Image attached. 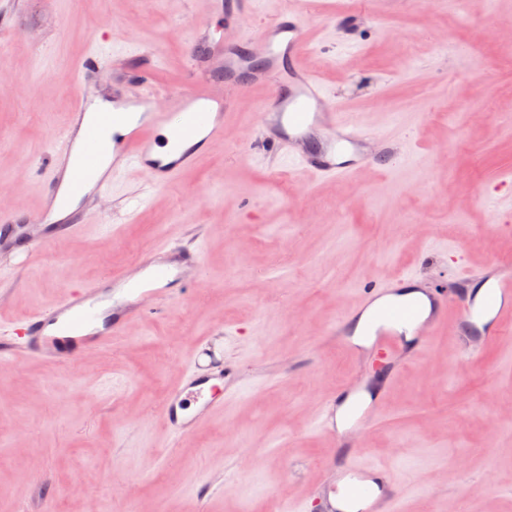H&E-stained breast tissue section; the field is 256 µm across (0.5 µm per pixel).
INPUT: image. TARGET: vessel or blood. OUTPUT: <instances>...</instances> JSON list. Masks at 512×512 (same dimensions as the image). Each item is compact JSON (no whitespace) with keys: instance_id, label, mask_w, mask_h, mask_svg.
<instances>
[{"instance_id":"b4317fda","label":"vessel or blood","mask_w":512,"mask_h":512,"mask_svg":"<svg viewBox=\"0 0 512 512\" xmlns=\"http://www.w3.org/2000/svg\"><path fill=\"white\" fill-rule=\"evenodd\" d=\"M214 2L247 30L240 38L227 39L198 29L189 44L196 75L185 91L164 93L145 71L134 77L136 94L114 96L111 108L90 111L85 86L97 78L98 56L86 57L75 80V110L56 138L43 205L36 218L22 222L1 209L0 248L15 246L22 225L43 230L42 236L26 242L27 256L45 252L61 236L82 231L95 201L120 168L147 175L159 188L177 182L203 151L223 139L234 98L256 86L268 91L256 141L294 162L298 176L307 182L351 177L396 155L394 143L376 126L337 110L318 76L302 66L308 42L307 0H281L270 21L254 26L248 23L254 0ZM201 259L197 248L157 245L142 256L138 277L118 270L101 281L68 285L57 301L28 314L14 332L21 336L27 358L75 368L90 352L127 337L152 315V303L178 297L185 285L184 269L199 267ZM485 276L484 269L469 267L458 273L455 287L427 289L435 307L434 324L456 313L461 350L470 357L512 327V268L499 270L479 305L469 286ZM396 287L391 281L365 288L358 307L381 305L367 326L375 337L374 352L412 359L421 355L428 337L418 322V304L391 301ZM408 326L415 334L411 345L401 339L402 328ZM234 372V366L224 363L208 373L189 366L165 400L168 439L193 431L223 411V400L209 396V383L224 381ZM349 394L344 387L326 398L317 418L321 429L341 440L348 432L338 425L336 408ZM338 468L345 479L340 503L329 502L328 487L317 491L327 501L325 512H396L399 489L389 467L353 451Z\"/></svg>"}]
</instances>
